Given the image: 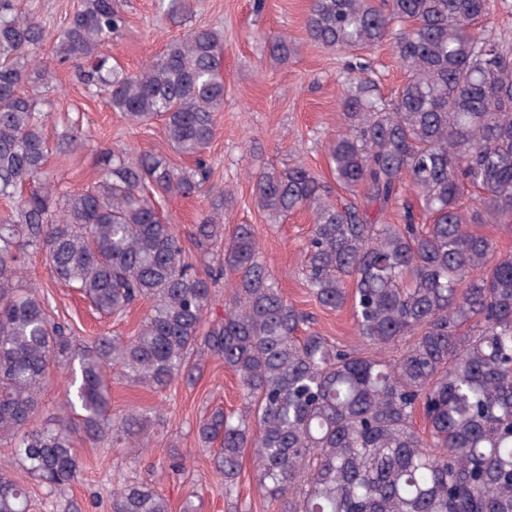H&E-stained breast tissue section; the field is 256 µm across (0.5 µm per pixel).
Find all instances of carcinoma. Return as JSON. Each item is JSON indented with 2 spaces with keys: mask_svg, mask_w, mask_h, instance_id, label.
<instances>
[{
  "mask_svg": "<svg viewBox=\"0 0 512 512\" xmlns=\"http://www.w3.org/2000/svg\"><path fill=\"white\" fill-rule=\"evenodd\" d=\"M488 13L489 0H311L312 41L355 57L388 42L407 74L386 99L371 69L349 73L345 124L327 145L344 200L302 165L255 175L268 223L313 215L307 287L326 309L351 307L353 349L303 329L308 317L276 286L252 225L224 231V195L191 232L210 256L203 268L161 215V200L206 192L224 109L222 32L193 28L129 73L106 51L127 26L116 0H80L53 34L0 0V197L14 200L0 216V439L13 441L24 473H0V512H30L29 480L51 491L78 481L79 433L143 452L151 418L112 413L108 369L163 389L195 382L208 356L237 375L245 401L237 417L215 407L198 426L216 446L227 500L238 499L248 448L278 512H512V255L471 228L512 224V48L478 31ZM47 41L126 120L163 122L190 166L105 148L93 184L50 180ZM268 46L282 61L294 53L285 35ZM467 187L477 190L470 203ZM406 190L430 217L424 229ZM398 205L400 224L371 217ZM36 254L103 316L148 301L135 334L74 343L38 285L23 283ZM221 284L223 315L212 320ZM74 362L61 414L33 424L51 369ZM112 512L171 507L135 482L113 490Z\"/></svg>",
  "mask_w": 512,
  "mask_h": 512,
  "instance_id": "cac0c4a2",
  "label": "carcinoma"
}]
</instances>
